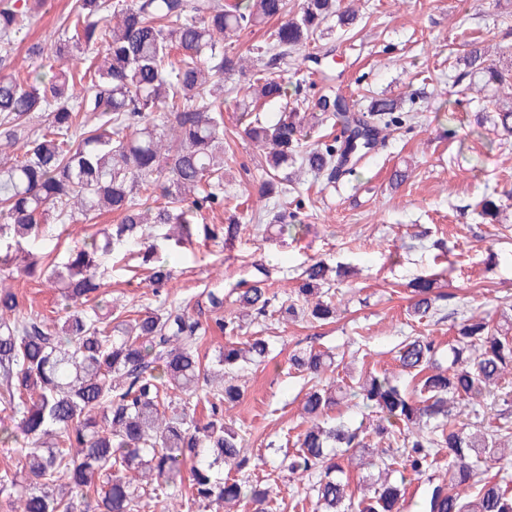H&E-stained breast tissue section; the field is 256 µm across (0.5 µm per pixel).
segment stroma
I'll return each instance as SVG.
<instances>
[{
    "instance_id": "stroma-1",
    "label": "stroma",
    "mask_w": 512,
    "mask_h": 512,
    "mask_svg": "<svg viewBox=\"0 0 512 512\" xmlns=\"http://www.w3.org/2000/svg\"><path fill=\"white\" fill-rule=\"evenodd\" d=\"M73 0H42L36 21L24 29L13 56L16 66L48 71L50 61L28 53L30 45H51ZM359 13L357 25L339 28L322 41L339 66L334 87L359 114L370 97L400 101L413 114L400 127L380 129L372 149L352 160L335 187L310 172L294 173L287 199L259 198L264 177L260 150L239 136L234 97L224 103V130L236 168L227 173L224 193L238 201L245 229L233 248L221 240L197 238L191 247L163 252L173 269L170 296L195 306L202 291H224V317L238 311L234 290L259 269L278 297L293 294L299 275L315 260L343 266L332 289L338 308L330 322L303 319L282 323L269 318L245 325L249 336L269 339L267 362L240 374L242 395L226 420L244 438L251 463L249 480H263L276 490V512H313L312 481L281 468L288 440L304 428L301 400L306 377L290 369L293 351L315 348L333 352L342 364L387 371L401 383L410 377L395 356L410 336L432 337L447 348L464 316H496L512 305V137L482 109L495 94L461 74L458 56L471 37L482 36L490 55L512 47V0H349ZM247 174H239L238 165ZM406 172L393 186L394 171ZM498 193L504 205L500 223L480 217L481 199ZM301 204L304 231L280 238L269 227L283 204ZM113 221L104 214L86 222L51 220L29 251L63 261L70 248L90 241ZM105 291L128 310L143 315L158 309L146 282L147 267L136 249L116 248L102 259ZM434 274L452 298L435 317L410 316L408 283ZM21 312L50 314L59 308L56 288L45 278L7 277ZM448 482V458L436 452L424 474L407 475L404 512H420L430 486Z\"/></svg>"
}]
</instances>
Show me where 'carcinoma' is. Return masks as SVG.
<instances>
[{"mask_svg": "<svg viewBox=\"0 0 512 512\" xmlns=\"http://www.w3.org/2000/svg\"><path fill=\"white\" fill-rule=\"evenodd\" d=\"M33 0H0V66H6L15 38L35 20ZM348 28L356 11L342 0H303L290 14L288 0H75L64 17L61 36L48 48L30 53L60 58L73 51H95L84 71L59 69L0 73V140L23 141L13 162L0 169V272H41L59 288L62 320L30 312L18 315V293L0 289V409L11 423L0 426V445L16 452L15 469L0 475L8 512H79L94 498L103 512H143L171 498L184 512H231L245 501L252 512H269L272 489L238 478L249 465L238 431L224 412L241 397L233 383L212 388L211 381L264 363L270 345L263 336H244L245 321L308 316L327 321L336 305L323 289L330 268L322 260L301 275L303 306L269 292L255 278L238 293V316L202 321L191 311L164 301L147 315L133 317L99 298V257L116 247H139L150 266L148 287L156 296L169 292L173 274L157 255L151 224L179 228L166 240L193 244L202 211H226L224 171V75H247V91L237 102L244 136L267 149L266 179L258 193H286L280 170L297 159L336 182V171L350 157L371 148L374 124L400 125L414 116L399 115L392 99L374 98L367 113H350L345 99L328 89L315 107L338 112L351 138L302 146L298 107L274 120L255 112L257 103L288 104L284 85L269 67L288 60L291 51L311 48L316 64L329 56L317 41L331 19ZM278 21L246 70L243 53L231 47L241 31ZM463 76L485 85L512 83V65L485 59L478 41L463 56ZM495 120L512 134V98L493 103ZM89 220L107 210L117 223L45 266L25 245L43 232V217ZM298 212L274 215L278 235L296 227ZM244 225L231 215L223 226H203L205 237L223 235L233 244ZM411 315L419 320L440 311L451 295L437 290V279L419 276L411 283ZM225 335L224 347L205 363L200 356L207 332ZM426 336L401 343L397 360L415 379L409 389L393 377L370 373L357 380L354 396L376 418L372 428L352 427L330 413L347 395L341 384H322L338 368L328 351L303 349L289 358L311 386L303 398L308 426L285 457L291 474L314 478L315 512H404L405 489L392 475L399 468L416 475L430 466L434 450H446L448 484L437 485L424 512H512L508 484L483 477L484 468L504 460L498 451L502 424L489 430L462 423L448 401H478L512 373V317L494 325L487 318L463 319L448 344V365ZM205 391L206 420L196 418L191 398ZM402 438V449L366 452L370 435ZM358 457L378 477L367 494L355 498L341 460Z\"/></svg>", "mask_w": 512, "mask_h": 512, "instance_id": "1", "label": "carcinoma"}]
</instances>
